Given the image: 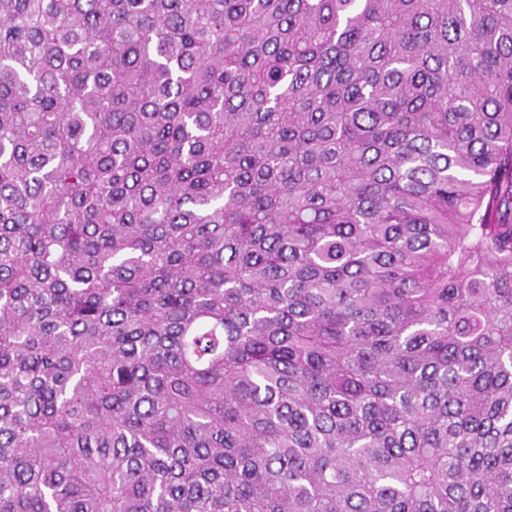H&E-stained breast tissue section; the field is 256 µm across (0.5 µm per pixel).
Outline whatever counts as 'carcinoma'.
Masks as SVG:
<instances>
[{
  "mask_svg": "<svg viewBox=\"0 0 512 512\" xmlns=\"http://www.w3.org/2000/svg\"><path fill=\"white\" fill-rule=\"evenodd\" d=\"M0 512H512V0H0Z\"/></svg>",
  "mask_w": 512,
  "mask_h": 512,
  "instance_id": "obj_1",
  "label": "carcinoma"
}]
</instances>
